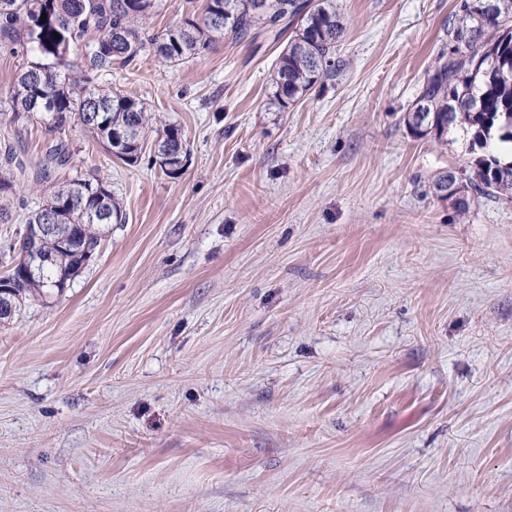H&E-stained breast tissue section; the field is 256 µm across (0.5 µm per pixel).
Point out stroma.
<instances>
[{
	"label": "stroma",
	"mask_w": 512,
	"mask_h": 512,
	"mask_svg": "<svg viewBox=\"0 0 512 512\" xmlns=\"http://www.w3.org/2000/svg\"><path fill=\"white\" fill-rule=\"evenodd\" d=\"M334 3L336 77L283 110L274 32L99 77L181 127L176 179L0 111V165L60 138L126 213L0 325V512H512V201L437 198L469 142L403 121L458 0Z\"/></svg>",
	"instance_id": "35a3bbf8"
}]
</instances>
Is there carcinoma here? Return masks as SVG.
<instances>
[{"instance_id": "cac0c4a2", "label": "carcinoma", "mask_w": 512, "mask_h": 512, "mask_svg": "<svg viewBox=\"0 0 512 512\" xmlns=\"http://www.w3.org/2000/svg\"><path fill=\"white\" fill-rule=\"evenodd\" d=\"M460 0L448 19V51L441 53L419 88L410 111L425 112L443 133L459 128L470 135L474 158L458 171L438 177L460 179L476 197L512 199V161L501 147L512 143V0ZM158 0H0V44L25 56L8 101L10 121L41 114L50 130L78 125L112 156L133 165L141 160L148 132L157 134L154 156L171 177H179L188 148L181 127L153 126L143 102L94 83L113 67H134L150 56L179 62L199 54L227 34L246 38L258 29L293 28L272 77L270 103L281 108L336 75V51L347 19L333 0H205L200 15H188L156 31L149 19ZM46 21H41V17ZM92 112L101 113L96 122ZM65 142L50 144L36 182L48 188L27 224L61 211L56 232L41 238L49 259L27 271V244L19 232L17 261L6 274L16 302L42 298L52 283L70 280L90 261L112 224L126 214L103 181L76 173L59 183L58 168L70 162Z\"/></svg>"}]
</instances>
